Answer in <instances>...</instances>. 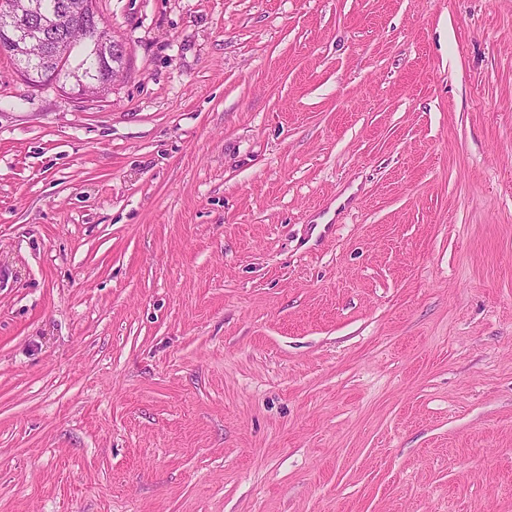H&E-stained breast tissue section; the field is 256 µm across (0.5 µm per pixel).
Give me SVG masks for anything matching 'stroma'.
<instances>
[{
    "instance_id": "stroma-1",
    "label": "stroma",
    "mask_w": 512,
    "mask_h": 512,
    "mask_svg": "<svg viewBox=\"0 0 512 512\" xmlns=\"http://www.w3.org/2000/svg\"><path fill=\"white\" fill-rule=\"evenodd\" d=\"M0 54V512H512V0H97ZM14 1H0V40L8 36L10 30L12 32V36L6 42H0V54H7L15 62L21 63L22 76L27 79L29 73L25 68L26 65L41 63L48 57H53L56 60L62 59L63 61L67 55L69 39L60 32L53 35L50 30L51 23L50 25L46 23L39 5H33L30 11L25 14L16 10ZM25 17L28 18V25L17 27L16 21ZM1 28L8 29L2 30ZM68 35L72 38V41L68 45L69 55L60 67V71H62L60 77L66 79L69 76L68 72L77 70L78 72L84 71L87 74H94L98 77V80L109 82L115 70H120L119 74L121 73L122 66L118 64L112 66L110 61L105 63L83 42L79 26L72 27L68 31ZM32 44L41 47V52L38 55H32L27 51V48ZM40 58L42 59L39 60ZM105 34L102 32L101 28L90 29L89 27L83 29V39L86 42H90L94 49L100 52L101 54H112V59L119 57L124 54V48L122 44L115 39H110L112 37H106L108 32L104 30Z\"/></svg>"
}]
</instances>
